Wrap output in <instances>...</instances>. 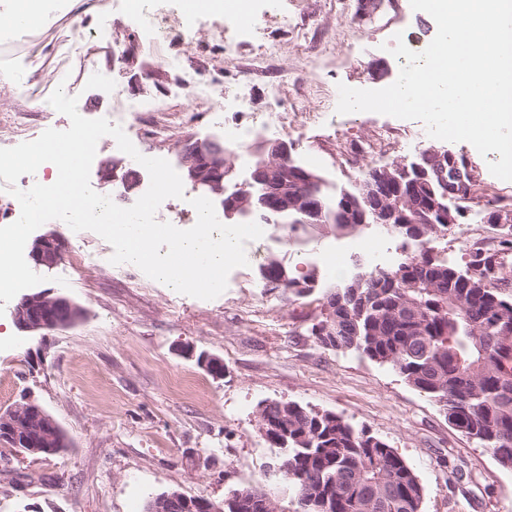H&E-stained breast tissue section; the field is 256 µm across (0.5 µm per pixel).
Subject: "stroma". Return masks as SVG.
<instances>
[{
	"mask_svg": "<svg viewBox=\"0 0 512 512\" xmlns=\"http://www.w3.org/2000/svg\"><path fill=\"white\" fill-rule=\"evenodd\" d=\"M146 2L150 24L126 0H60L40 28L0 32V148L69 127L67 116L47 106L60 85L80 96L88 119L111 118L116 90L156 108L154 123L131 124L142 155L175 166L187 137L220 140L225 126L252 125L291 143L331 193L355 185L370 166L436 144L418 120L336 111L338 84L380 89L398 77L402 62L389 51L395 34L424 50L407 0H383L369 15L360 14L359 0H255L250 23L204 12L189 38L181 35L183 0ZM102 16L111 20V41L73 46V23L89 33ZM186 73L210 89L203 103L178 93ZM274 79L283 83L275 107L267 93ZM447 148L472 164L476 182L460 224L428 246L463 273L474 244L499 243L500 227L484 216L494 205L512 207V181L493 176L470 143ZM106 161L117 166L109 182L99 174ZM127 168L126 154L101 138L92 189L132 206L142 188L126 185ZM375 231L371 224L270 225L265 258L296 278L315 273L311 293L267 287L259 266L250 265L231 271L219 297L201 300L133 264H112L111 245L94 232L75 240L62 221L43 224L39 234L65 237L67 249L40 288L69 297L83 314L45 336L21 332L11 313L0 316V412L33 400L58 422L68 446L24 458L0 450V512H144L165 491L220 501L242 487L264 490L279 512H299L288 484L267 477L278 450L260 430L259 410L271 401L336 413L385 440L417 474L423 512H512V469L453 428L391 366L323 347L311 334L323 294L366 270L355 243ZM78 253L88 262L73 265ZM339 256L340 275L328 269ZM189 347L220 357L223 378L200 368Z\"/></svg>",
	"mask_w": 512,
	"mask_h": 512,
	"instance_id": "stroma-1",
	"label": "stroma"
}]
</instances>
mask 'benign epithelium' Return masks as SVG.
<instances>
[{"mask_svg": "<svg viewBox=\"0 0 512 512\" xmlns=\"http://www.w3.org/2000/svg\"><path fill=\"white\" fill-rule=\"evenodd\" d=\"M293 148L284 140L258 138L253 145L257 160L249 171L248 178L237 185L235 190L228 184L235 177L231 151L215 140L186 139L180 150V165L183 176L193 186L202 189L204 197L221 206L224 218L235 216L256 217L270 224L273 217L288 210H294L300 218L297 224H334L336 213L323 205L311 194L304 195L299 188L316 182L315 174L292 161ZM430 154L436 156L434 171L443 189V198L448 205H434L440 220L448 225L459 223L463 210L457 205L460 190L473 183L471 166L467 159L444 147H433ZM389 168L377 171L376 176L364 184L368 193L386 201L391 199L387 178ZM398 213L378 206L372 213L361 211L356 216L357 224H377L384 227L396 223ZM489 224L506 227L512 224V208L491 209L484 217ZM67 242L54 234L37 238L31 248L33 269L39 273L53 268L62 258ZM81 310L70 298L36 292L22 298L13 308L16 326L26 333H44L61 330L80 320ZM197 364L215 378L224 376V361L207 352L196 356ZM46 431L56 436L55 447L65 448L68 441L57 422L42 407L30 401L16 404L0 414V441L8 442L20 455L50 454L40 433ZM205 505L209 512H222L224 504L212 500L201 504L192 501L179 492L162 493L149 503L147 512H169L179 506L184 512H196Z\"/></svg>", "mask_w": 512, "mask_h": 512, "instance_id": "7a95c632", "label": "benign epithelium"}]
</instances>
